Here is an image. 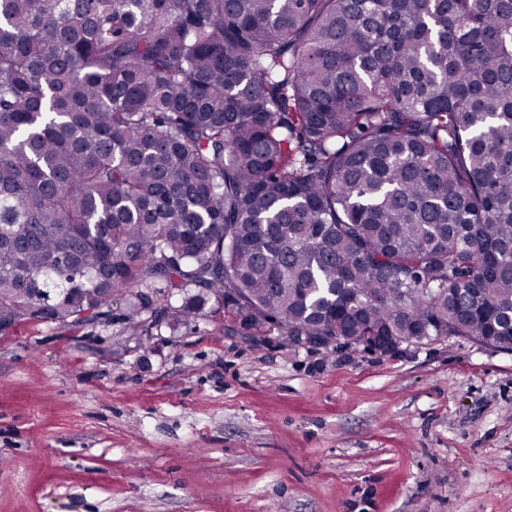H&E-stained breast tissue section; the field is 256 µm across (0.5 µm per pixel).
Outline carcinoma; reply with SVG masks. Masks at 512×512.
Wrapping results in <instances>:
<instances>
[{
    "label": "carcinoma",
    "instance_id": "cac0c4a2",
    "mask_svg": "<svg viewBox=\"0 0 512 512\" xmlns=\"http://www.w3.org/2000/svg\"><path fill=\"white\" fill-rule=\"evenodd\" d=\"M156 281L511 350L512 0H0V331Z\"/></svg>",
    "mask_w": 512,
    "mask_h": 512
}]
</instances>
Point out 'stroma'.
Returning a JSON list of instances; mask_svg holds the SVG:
<instances>
[{
	"label": "stroma",
	"instance_id": "35a3bbf8",
	"mask_svg": "<svg viewBox=\"0 0 512 512\" xmlns=\"http://www.w3.org/2000/svg\"><path fill=\"white\" fill-rule=\"evenodd\" d=\"M205 319L0 332V512H512V352Z\"/></svg>",
	"mask_w": 512,
	"mask_h": 512
}]
</instances>
